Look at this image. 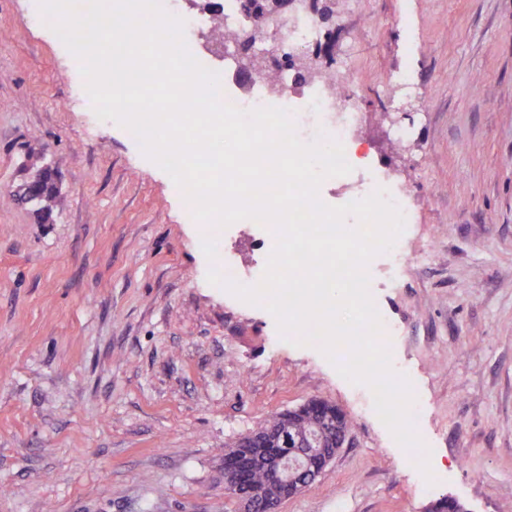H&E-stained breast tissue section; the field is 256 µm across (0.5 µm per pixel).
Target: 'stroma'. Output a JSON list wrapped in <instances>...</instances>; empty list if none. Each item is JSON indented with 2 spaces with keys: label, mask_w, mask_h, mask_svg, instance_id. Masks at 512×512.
I'll use <instances>...</instances> for the list:
<instances>
[{
  "label": "stroma",
  "mask_w": 512,
  "mask_h": 512,
  "mask_svg": "<svg viewBox=\"0 0 512 512\" xmlns=\"http://www.w3.org/2000/svg\"><path fill=\"white\" fill-rule=\"evenodd\" d=\"M314 48L349 73L361 150L411 205L397 283L367 271L432 479L367 386L208 282L227 253L243 277L262 267L260 225L209 233L97 118L30 0H0V512H236L225 448L315 398L354 429L281 512H512V0H335ZM42 165L50 224L13 197Z\"/></svg>",
  "instance_id": "stroma-1"
}]
</instances>
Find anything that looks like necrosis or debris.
<instances>
[{"label":"necrosis or debris","instance_id":"necrosis-or-debris-1","mask_svg":"<svg viewBox=\"0 0 512 512\" xmlns=\"http://www.w3.org/2000/svg\"><path fill=\"white\" fill-rule=\"evenodd\" d=\"M320 35L318 22L305 15L293 19L284 35L277 37V56L282 64L281 90L276 99H269L264 89L258 88L237 95L225 93L221 100L245 112L271 105L287 110L302 142L324 139L342 145L345 158L352 167L348 178L358 186L355 199L365 198L380 190L397 207H405L404 196L383 175L366 172L359 164L355 130L361 114L358 97L347 76L334 71L329 73L328 83L317 82L304 90L299 87L297 71L291 62L296 59L300 46L317 41Z\"/></svg>","mask_w":512,"mask_h":512}]
</instances>
